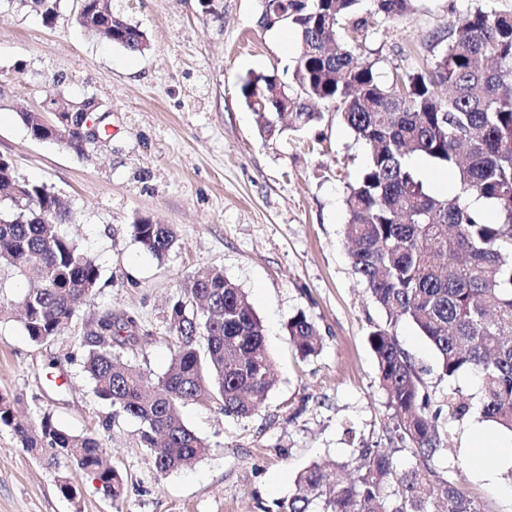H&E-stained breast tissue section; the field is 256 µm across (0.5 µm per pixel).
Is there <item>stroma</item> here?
<instances>
[{
    "label": "stroma",
    "instance_id": "1",
    "mask_svg": "<svg viewBox=\"0 0 512 512\" xmlns=\"http://www.w3.org/2000/svg\"><path fill=\"white\" fill-rule=\"evenodd\" d=\"M478 6L510 11L512 0H415L407 15L370 18L367 44L381 75L429 66L436 35ZM77 10L76 0H61L47 26L36 12L0 0V155L21 177L52 188L73 215L61 232L79 240L101 272L96 294L50 342L32 343L18 319L0 322V394L16 398L29 418L47 413L66 432L102 433L126 486L120 499L108 498L70 461L48 464L0 426V512H277L311 464L338 466L350 478L369 447L410 466L368 343L387 316L355 275L344 238L347 185L366 150L328 109L305 129L262 135L240 94L249 73H283L294 45H279L258 25L257 0H214L210 13L199 0H130L129 16L151 42L142 55L87 36ZM58 73L68 95L96 96L105 110L97 143L81 155L33 140L17 116L54 93ZM140 216L173 227L177 241L164 259L134 239ZM204 267L222 270L247 294L276 382L245 419L183 405V422L209 449L193 467L161 474L134 419L114 417L103 431L112 408L91 392L79 340L103 311L134 316L139 339L123 355L162 375L172 357L169 306ZM298 313L320 330L317 356L302 357L289 341L286 325ZM394 332L423 367L434 399L452 390L478 404L474 374L442 377L435 351L410 321ZM481 424L476 411L444 420L449 449L432 465L485 512H512V463L500 449L512 434H496L491 482L471 465ZM62 474L75 498L60 493Z\"/></svg>",
    "mask_w": 512,
    "mask_h": 512
}]
</instances>
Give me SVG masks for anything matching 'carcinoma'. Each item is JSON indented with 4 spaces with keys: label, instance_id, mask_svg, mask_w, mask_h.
Listing matches in <instances>:
<instances>
[{
    "label": "carcinoma",
    "instance_id": "obj_1",
    "mask_svg": "<svg viewBox=\"0 0 512 512\" xmlns=\"http://www.w3.org/2000/svg\"><path fill=\"white\" fill-rule=\"evenodd\" d=\"M363 0H260L258 22L296 36L293 85L276 74L254 73L241 83L246 106L260 129L271 132L288 112L300 129L321 119L322 102L367 149V161L348 184L345 237L355 273L385 311L387 326L368 337L381 388L395 426L415 458L398 471L384 448L359 450L356 474L344 482L312 464L299 473L279 512H483L481 505L431 466L447 450L439 419L454 421L471 406L450 395L432 407L415 361L392 327L411 321L434 349L441 374L473 372L480 385L482 420L512 433V11L476 7L436 38L432 63L395 71L382 80L367 53ZM372 15L411 11L412 0H372ZM60 0H41L39 15L51 25ZM79 22L132 54L150 50L147 33L115 0H86ZM18 116L32 137L43 133L36 112ZM419 155L452 177L456 192L428 191L405 159ZM477 195L495 217L465 204ZM72 221L47 185L19 176L0 155V268L26 284L22 327L37 345L63 334L76 304L99 288L100 268L59 225ZM136 241L156 258L176 242L168 224L134 220ZM172 302L168 331L175 349L167 371L154 379L114 352L134 345L136 321L108 310L82 336L84 369L94 396L113 417L139 422V439L156 471L191 467L209 445L177 415L188 402L214 404L227 417L255 414L273 387L263 324L232 279L200 269ZM288 336L303 357L321 348L319 329L304 314L288 320ZM17 400L0 395V425L31 452L65 457L91 476L110 498L124 482L103 463L110 448L96 434L60 429L48 413L20 417Z\"/></svg>",
    "mask_w": 512,
    "mask_h": 512
}]
</instances>
